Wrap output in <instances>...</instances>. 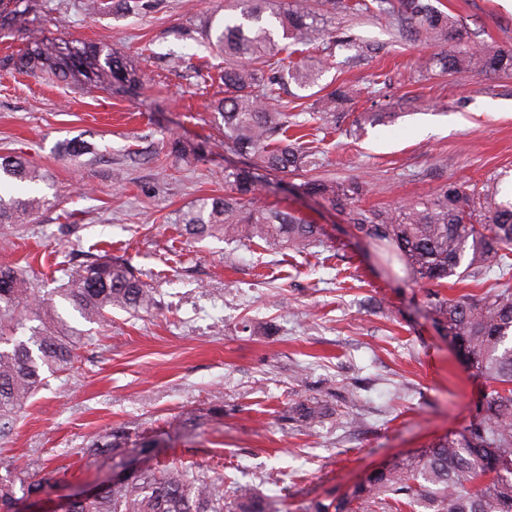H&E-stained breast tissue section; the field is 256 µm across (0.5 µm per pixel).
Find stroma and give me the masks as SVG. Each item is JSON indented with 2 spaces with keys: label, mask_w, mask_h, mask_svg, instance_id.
Returning a JSON list of instances; mask_svg holds the SVG:
<instances>
[{
  "label": "stroma",
  "mask_w": 512,
  "mask_h": 512,
  "mask_svg": "<svg viewBox=\"0 0 512 512\" xmlns=\"http://www.w3.org/2000/svg\"><path fill=\"white\" fill-rule=\"evenodd\" d=\"M220 0H156L123 18L88 16L83 0H38L35 21L0 29V59L33 32L51 42L121 48L139 69L138 95L110 93L83 77L56 81L0 67V155L39 164L47 201L34 223L0 237V264H31L39 287L65 282L59 264L84 252L128 259L160 305L103 324L66 311L85 343L71 370L50 378L0 456L67 481L44 488L23 512H57L67 495L99 483L100 464L79 448L115 424L163 437L145 464L191 460L238 474L268 496L271 512H304L349 492L366 473L460 428L483 384L462 364L423 305L424 284L388 278L376 252L345 215L294 192L317 178H356L358 204L394 209L441 185L512 182V72L448 75L442 46L395 20L323 12V40L303 53L331 58L321 77L353 98L336 127L321 130L322 165L274 173L259 184L269 205L318 224L317 254L227 248L197 241L181 224L190 203L224 193L225 170L243 160L209 110L222 98L221 59L199 46ZM472 45L512 49V0H441ZM352 39L349 49L335 48ZM364 112L385 122L349 134ZM81 138L96 156L62 155ZM200 146L185 160L171 140ZM254 328L242 332V320ZM356 392L357 402L347 399ZM322 394L336 412L304 430L281 413L289 399ZM220 405L221 422L181 430L186 410Z\"/></svg>",
  "instance_id": "obj_1"
}]
</instances>
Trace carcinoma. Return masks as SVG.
I'll use <instances>...</instances> for the list:
<instances>
[{"label":"carcinoma","mask_w":512,"mask_h":512,"mask_svg":"<svg viewBox=\"0 0 512 512\" xmlns=\"http://www.w3.org/2000/svg\"><path fill=\"white\" fill-rule=\"evenodd\" d=\"M333 10H374L398 19L427 36L453 43L436 64L448 73L512 70V49L475 50L467 32L433 0H324ZM90 14L115 9L138 14L152 0H85ZM226 14L201 30L202 44L224 59L220 79L224 98L211 105L221 118L224 140L247 160L224 170L228 191L188 207L181 223L196 239L224 237L248 248L263 243L301 255L320 241V226L287 210L273 208L255 195L261 173H292L320 166L318 151L288 138L290 126L336 123V111L350 100L340 86L328 93L319 80L328 62L303 59L287 64L280 54L286 41L306 44L319 38V0H225ZM10 70L54 78L80 75L88 82L110 78L111 90L133 94L142 86L139 70L120 51L96 44L34 41L4 60ZM293 83L313 102L304 118L288 122L286 112H271L265 102ZM67 156L92 154V143L62 144ZM43 180L40 169L20 157L0 159V229L32 220L44 206L36 195L15 194L11 186L30 187ZM297 189L344 211L348 221L375 246L390 275L396 265L413 282L430 285L424 297L433 322L445 332L458 356L483 380L486 389L469 422L418 450L370 472L340 497L319 500L308 512H512V289L481 294L444 293L451 277L463 282L476 275L512 274V200L495 202L480 224L471 223L476 193L448 182L429 198L394 210L355 205L364 192L357 180L313 178ZM61 288L44 292L28 286L24 270L0 265V437H6L31 398L48 379L66 371L84 344L81 332L58 313L56 300L68 304L89 324L107 321L112 310L132 316L158 308L155 291L126 262L104 257L66 270ZM334 408L320 398L289 403L284 417L312 428ZM224 417V408H195L182 414L192 429ZM157 446L145 432L126 423L96 435L81 455L124 473L107 479L96 493L70 503L69 512H270L268 498L249 482L209 475L194 464L171 461L153 467L132 464L127 452L144 454ZM0 512H13L17 493L30 496L50 482H61L68 467L50 476L33 466L19 468L0 459Z\"/></svg>","instance_id":"cac0c4a2"}]
</instances>
